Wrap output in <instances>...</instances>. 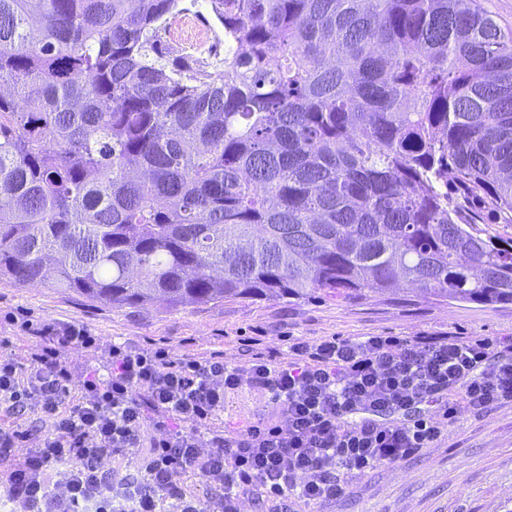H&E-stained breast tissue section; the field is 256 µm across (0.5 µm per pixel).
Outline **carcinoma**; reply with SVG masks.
<instances>
[{
    "label": "carcinoma",
    "mask_w": 512,
    "mask_h": 512,
    "mask_svg": "<svg viewBox=\"0 0 512 512\" xmlns=\"http://www.w3.org/2000/svg\"><path fill=\"white\" fill-rule=\"evenodd\" d=\"M0 0V277L114 307L512 304V32L477 0ZM191 1L193 0H183V2H181L182 7L189 9L182 15L187 14L191 18L192 31L203 30L208 31L211 34L212 40L214 41L217 49L214 55L206 59L214 65H219L220 59H224V31L213 15L210 14L207 6L208 2L206 0H195V6L191 5Z\"/></svg>",
    "instance_id": "obj_1"
}]
</instances>
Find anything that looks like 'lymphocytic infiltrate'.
<instances>
[{
	"label": "lymphocytic infiltrate",
	"instance_id": "lymphocytic-infiltrate-1",
	"mask_svg": "<svg viewBox=\"0 0 512 512\" xmlns=\"http://www.w3.org/2000/svg\"><path fill=\"white\" fill-rule=\"evenodd\" d=\"M24 356L0 339V408L50 430L23 458L22 427L0 428L8 512H199L183 477L220 488L219 512L291 499L315 512L345 482L447 435L459 410L512 402V337L250 336L243 358L171 355L164 340L103 344L83 326L24 321ZM66 348L99 353L95 366ZM263 394L269 411L224 419L230 399ZM137 454L140 478L104 468Z\"/></svg>",
	"mask_w": 512,
	"mask_h": 512
}]
</instances>
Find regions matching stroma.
I'll return each instance as SVG.
<instances>
[{"instance_id": "1", "label": "stroma", "mask_w": 512, "mask_h": 512, "mask_svg": "<svg viewBox=\"0 0 512 512\" xmlns=\"http://www.w3.org/2000/svg\"><path fill=\"white\" fill-rule=\"evenodd\" d=\"M20 314L38 322L81 325L108 343L162 338L176 355L220 349L233 364L246 336H263L275 344L284 336H512V304L426 300L405 289L337 299H228L174 310L162 302L116 308L74 292L3 279L0 336L21 355L29 342L9 321ZM323 512H512V404L461 411L447 439L349 481Z\"/></svg>"}]
</instances>
